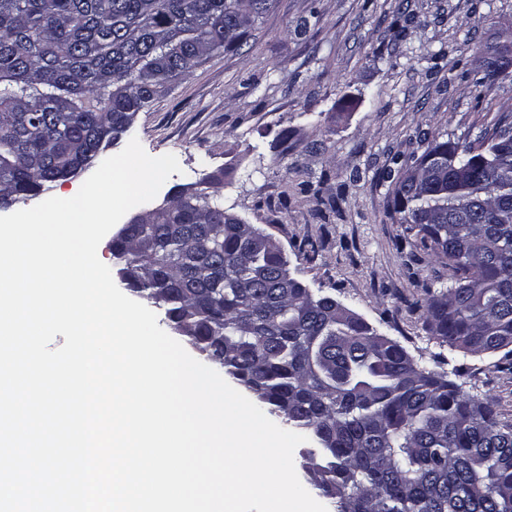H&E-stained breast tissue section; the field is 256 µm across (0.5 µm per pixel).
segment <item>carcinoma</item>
I'll list each match as a JSON object with an SVG mask.
<instances>
[{
	"label": "carcinoma",
	"instance_id": "1",
	"mask_svg": "<svg viewBox=\"0 0 512 512\" xmlns=\"http://www.w3.org/2000/svg\"><path fill=\"white\" fill-rule=\"evenodd\" d=\"M276 0H0V208L99 160L209 55L234 51ZM387 167L401 245L448 269L426 289L434 339L486 353L512 339V113L475 140H432ZM111 250L135 296L315 445L303 464L333 512H512V425L336 298L281 280L224 223L217 193L146 205Z\"/></svg>",
	"mask_w": 512,
	"mask_h": 512
}]
</instances>
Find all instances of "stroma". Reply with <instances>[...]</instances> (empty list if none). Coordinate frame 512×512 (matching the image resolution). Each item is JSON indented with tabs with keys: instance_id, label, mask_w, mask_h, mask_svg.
<instances>
[{
	"instance_id": "obj_1",
	"label": "stroma",
	"mask_w": 512,
	"mask_h": 512,
	"mask_svg": "<svg viewBox=\"0 0 512 512\" xmlns=\"http://www.w3.org/2000/svg\"><path fill=\"white\" fill-rule=\"evenodd\" d=\"M512 0H279L237 52H219L139 112L130 134L180 172L156 199L219 178L226 210L271 234L291 273L512 424V361L431 339L415 303L448 272L399 249L380 171L419 133L472 140L512 112V75L482 84L477 48Z\"/></svg>"
}]
</instances>
